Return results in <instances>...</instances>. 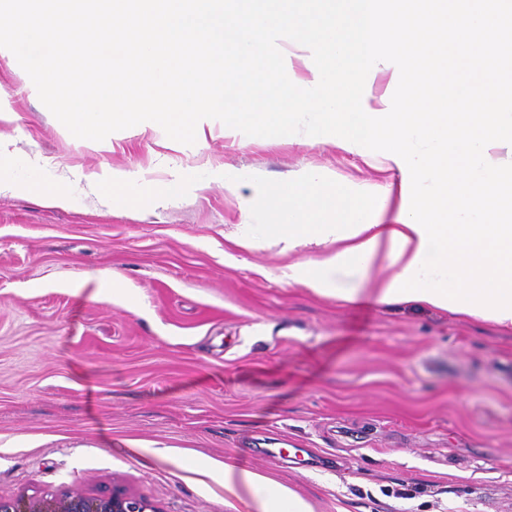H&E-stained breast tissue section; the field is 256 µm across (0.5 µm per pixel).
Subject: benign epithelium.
Returning <instances> with one entry per match:
<instances>
[{
  "label": "benign epithelium",
  "mask_w": 512,
  "mask_h": 512,
  "mask_svg": "<svg viewBox=\"0 0 512 512\" xmlns=\"http://www.w3.org/2000/svg\"><path fill=\"white\" fill-rule=\"evenodd\" d=\"M0 512H161L142 496L131 495L121 487L108 493L68 490L62 493L20 492L0 495Z\"/></svg>",
  "instance_id": "1"
}]
</instances>
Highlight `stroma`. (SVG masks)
Masks as SVG:
<instances>
[{
  "instance_id": "1",
  "label": "stroma",
  "mask_w": 512,
  "mask_h": 512,
  "mask_svg": "<svg viewBox=\"0 0 512 512\" xmlns=\"http://www.w3.org/2000/svg\"><path fill=\"white\" fill-rule=\"evenodd\" d=\"M39 64L0 27L17 185L0 193V495L118 484L161 512H244L224 494L231 463L313 512H512L511 330L320 297L281 271L322 247L230 241L247 220L263 231L291 172L399 182L381 154L293 118L271 136L218 116L197 139L135 117L78 139ZM225 64L229 92L271 112L314 66L269 83ZM114 172L136 175L119 204L93 180ZM48 184L67 207L44 204Z\"/></svg>"
}]
</instances>
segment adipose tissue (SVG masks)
<instances>
[{
	"instance_id": "1",
	"label": "adipose tissue",
	"mask_w": 512,
	"mask_h": 512,
	"mask_svg": "<svg viewBox=\"0 0 512 512\" xmlns=\"http://www.w3.org/2000/svg\"><path fill=\"white\" fill-rule=\"evenodd\" d=\"M27 2L19 16L0 11V23L52 41L40 79L65 90L81 139L103 136L142 108L152 122L200 133L224 109L225 50L255 60L253 78L270 81L288 65L275 55L278 41L295 34L298 50L325 67L283 95L282 111L245 101L238 127L275 133L300 113L345 150L385 147L401 175V206L394 223L377 224L374 187L342 193L330 174L292 173L266 231L289 251L308 240L328 251L288 265L283 278L345 301L372 278L380 303H417L512 329V166L485 163L492 148L512 150V108L499 95L473 97L464 84L451 94L438 90L452 56L498 84L501 64L512 59V40L502 34L512 0H342L339 20L327 26L278 9L229 19L218 0H108L98 17L112 45L108 78L84 49L79 11ZM385 59L401 92L379 109L362 87ZM416 139L429 142V152H417ZM384 262L392 270L386 277L378 274ZM223 480L225 494L249 512H313L307 499L250 469L225 465Z\"/></svg>"
}]
</instances>
